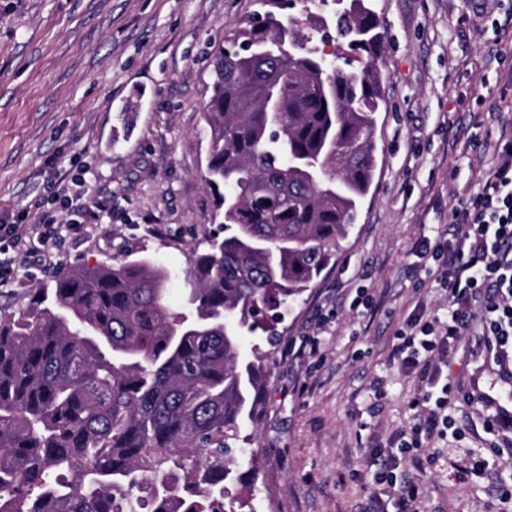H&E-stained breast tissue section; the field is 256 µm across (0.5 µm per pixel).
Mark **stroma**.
I'll return each instance as SVG.
<instances>
[{
  "label": "stroma",
  "mask_w": 512,
  "mask_h": 512,
  "mask_svg": "<svg viewBox=\"0 0 512 512\" xmlns=\"http://www.w3.org/2000/svg\"><path fill=\"white\" fill-rule=\"evenodd\" d=\"M386 47L378 60L385 105L376 115L377 167L338 263L286 307L272 375L238 446L259 467L231 493L243 512H364L377 454L412 424L413 382L391 358L407 318L444 306L436 283L416 288L411 251L447 225L476 181L468 135L496 139L512 119V0H375ZM256 0H0V216L22 215L32 250L9 251L0 316L32 301L67 267L146 257L170 273L168 302L183 304L192 250L223 235L202 173L210 51ZM93 199L81 236L59 183ZM53 216L57 233L36 242ZM374 312L358 314L357 290ZM320 340L316 357L288 348ZM453 374L473 406L449 405L457 433L420 460L399 459L398 480L420 485L421 512H512V471L492 462L483 430L512 413L496 360L454 353ZM484 474L454 478L472 457Z\"/></svg>",
  "instance_id": "35a3bbf8"
}]
</instances>
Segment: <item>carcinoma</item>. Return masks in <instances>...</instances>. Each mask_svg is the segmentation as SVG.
<instances>
[{"instance_id":"1","label":"carcinoma","mask_w":512,"mask_h":512,"mask_svg":"<svg viewBox=\"0 0 512 512\" xmlns=\"http://www.w3.org/2000/svg\"><path fill=\"white\" fill-rule=\"evenodd\" d=\"M213 52L204 182L227 235L181 310L147 260L73 266L0 317V512H237L271 354L243 341L336 265L377 164L373 0H258ZM337 42L338 69L318 42ZM280 101L274 111L269 97Z\"/></svg>"}]
</instances>
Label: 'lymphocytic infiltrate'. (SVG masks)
<instances>
[{"label": "lymphocytic infiltrate", "mask_w": 512, "mask_h": 512, "mask_svg": "<svg viewBox=\"0 0 512 512\" xmlns=\"http://www.w3.org/2000/svg\"><path fill=\"white\" fill-rule=\"evenodd\" d=\"M413 255V272L435 275L448 308L411 317L392 345L393 359L417 381L413 424L399 436L407 452L451 427L446 411L460 385L448 359L462 339L473 337L475 357L500 360L512 346V133L500 135L489 176L453 205L447 229L422 235ZM395 463L392 455L381 459L370 501L377 506L387 497L397 512H417L420 489L393 479Z\"/></svg>", "instance_id": "1"}]
</instances>
